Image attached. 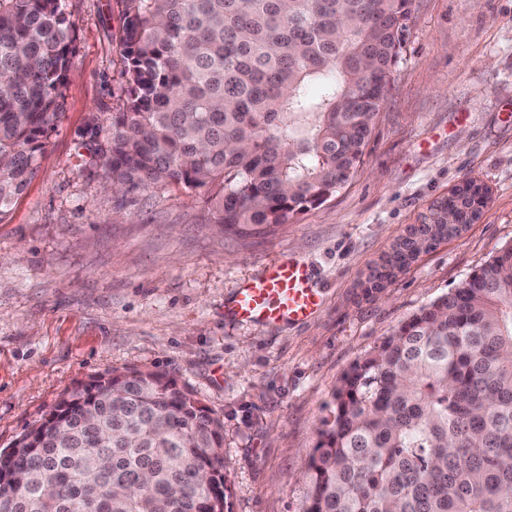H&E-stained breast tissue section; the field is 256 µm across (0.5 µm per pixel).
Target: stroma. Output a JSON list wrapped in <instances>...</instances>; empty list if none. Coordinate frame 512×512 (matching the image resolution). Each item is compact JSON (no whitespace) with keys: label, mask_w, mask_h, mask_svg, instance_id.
<instances>
[{"label":"stroma","mask_w":512,"mask_h":512,"mask_svg":"<svg viewBox=\"0 0 512 512\" xmlns=\"http://www.w3.org/2000/svg\"><path fill=\"white\" fill-rule=\"evenodd\" d=\"M76 54L39 167L0 218V452L68 390L160 371L224 422L231 512H303L309 455L341 376L421 308L512 245V0H413L405 47L363 163L271 232L226 234L206 197L123 208L81 158L122 64L116 0H68ZM489 186L477 223L380 293L367 279L462 179ZM324 296L302 324L256 327L224 306L275 261Z\"/></svg>","instance_id":"stroma-1"}]
</instances>
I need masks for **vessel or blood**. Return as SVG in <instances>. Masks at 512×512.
Returning <instances> with one entry per match:
<instances>
[{
	"label": "vessel or blood",
	"mask_w": 512,
	"mask_h": 512,
	"mask_svg": "<svg viewBox=\"0 0 512 512\" xmlns=\"http://www.w3.org/2000/svg\"><path fill=\"white\" fill-rule=\"evenodd\" d=\"M307 266L286 258L240 288L224 307L227 318L264 326L282 321L303 323L322 307Z\"/></svg>",
	"instance_id": "vessel-or-blood-1"
}]
</instances>
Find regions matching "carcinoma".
I'll list each match as a JSON object with an SVG mask.
<instances>
[{
	"instance_id": "cac0c4a2",
	"label": "carcinoma",
	"mask_w": 512,
	"mask_h": 512,
	"mask_svg": "<svg viewBox=\"0 0 512 512\" xmlns=\"http://www.w3.org/2000/svg\"><path fill=\"white\" fill-rule=\"evenodd\" d=\"M123 66L89 166L125 201L206 191L272 231L357 173L412 0H118ZM66 0H0V217L34 177L75 54ZM483 195L443 209L469 223ZM440 242L426 219L392 250ZM304 512H512V246L340 378ZM224 423L159 371L106 373L0 453L4 512H229Z\"/></svg>"
}]
</instances>
